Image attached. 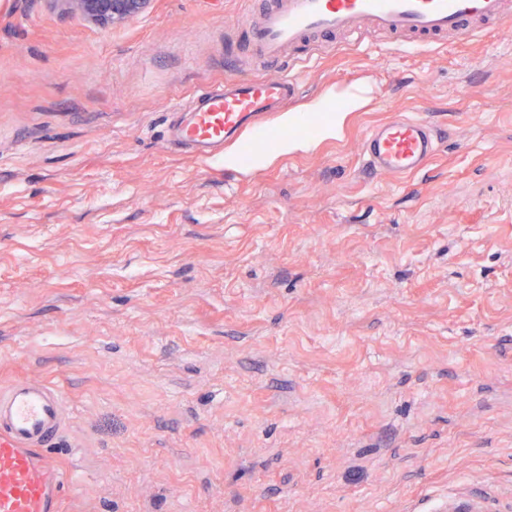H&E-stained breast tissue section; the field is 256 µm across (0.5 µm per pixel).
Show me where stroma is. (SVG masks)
Wrapping results in <instances>:
<instances>
[{
	"label": "stroma",
	"mask_w": 512,
	"mask_h": 512,
	"mask_svg": "<svg viewBox=\"0 0 512 512\" xmlns=\"http://www.w3.org/2000/svg\"><path fill=\"white\" fill-rule=\"evenodd\" d=\"M247 8L0 0V386L67 393L63 512H512V42L297 62L387 97L242 171L168 126ZM419 108L435 158L366 175ZM83 19L96 23L122 24L136 18L150 0H63ZM440 144L430 113L395 111L364 137V165L374 177L404 178L421 171L438 153Z\"/></svg>",
	"instance_id": "35a3bbf8"
}]
</instances>
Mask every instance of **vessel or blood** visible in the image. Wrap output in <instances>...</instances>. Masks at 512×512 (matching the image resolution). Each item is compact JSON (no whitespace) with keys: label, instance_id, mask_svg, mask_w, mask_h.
I'll return each mask as SVG.
<instances>
[{"label":"vessel or blood","instance_id":"b4317fda","mask_svg":"<svg viewBox=\"0 0 512 512\" xmlns=\"http://www.w3.org/2000/svg\"><path fill=\"white\" fill-rule=\"evenodd\" d=\"M253 10L226 49L249 73L197 90L191 106H173L169 128L175 145L209 159L234 146L245 168L278 142L338 130L345 113L381 100V90L355 80L301 106L297 79L279 72L291 55L312 58L339 38L361 42L371 31L406 49L464 41L486 26L512 36V0H258ZM284 110L292 116L282 126L275 115ZM440 144L430 113L397 111L364 137V165L374 177L404 178L421 171ZM68 419L66 394L44 381L22 378L0 389V512H62V494L74 482L52 446Z\"/></svg>","mask_w":512,"mask_h":512}]
</instances>
